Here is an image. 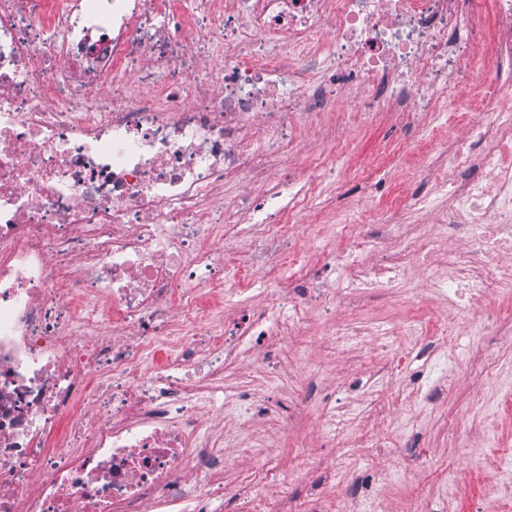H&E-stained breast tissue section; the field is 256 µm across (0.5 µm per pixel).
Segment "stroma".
<instances>
[{"label":"stroma","instance_id":"35a3bbf8","mask_svg":"<svg viewBox=\"0 0 512 512\" xmlns=\"http://www.w3.org/2000/svg\"><path fill=\"white\" fill-rule=\"evenodd\" d=\"M494 119L483 100L461 88L445 115L403 131L385 116L363 124L345 112L298 128L288 145L291 177L319 154L330 129L348 143L340 157L344 180L328 171L325 195L293 220L310 258L339 246L343 225L382 214L413 246L433 247L435 266L447 271L449 252L462 243L436 223L442 200L427 176V152L440 139L465 140L471 121ZM372 163L383 165L399 202H382L379 190L361 184L359 172ZM412 195L421 205H410ZM487 306L497 314L494 327L458 311L452 332L436 338L437 355L416 359L417 324L439 303L413 270L393 297L364 299L331 318L309 312L298 334L281 341L283 369L274 382L263 379L262 348L249 351L242 369L224 378L223 404L203 408L205 425L224 437V494L211 512H244L251 502L262 512H492L494 483L512 479V416L497 408L512 390V285ZM346 323L361 326L364 336L334 342L337 326ZM395 325L399 334L389 335ZM395 356L404 364L382 374ZM250 387L266 410L251 420L238 416L234 399ZM332 411L343 419L341 430L328 420ZM493 448L502 456L494 477L485 468ZM260 461L275 473L279 493L261 480L243 485Z\"/></svg>","mask_w":512,"mask_h":512}]
</instances>
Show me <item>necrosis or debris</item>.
<instances>
[{
  "label": "necrosis or debris",
  "instance_id": "obj_1",
  "mask_svg": "<svg viewBox=\"0 0 512 512\" xmlns=\"http://www.w3.org/2000/svg\"><path fill=\"white\" fill-rule=\"evenodd\" d=\"M202 27L225 45L220 72L200 68ZM485 50L512 71V0H0V512H207L224 454L200 411L247 341L273 378L279 337L310 309L338 312L410 267L474 309L511 283V111L429 154L450 185L437 222L464 242L444 276L389 247L385 224L344 231L322 265L338 276L321 278L289 222L322 194L333 146L271 191L286 160L245 133L284 139L293 117L343 101L410 127L484 83ZM234 181L260 191L213 198ZM251 234L262 258L241 286L273 303L228 334L224 257Z\"/></svg>",
  "mask_w": 512,
  "mask_h": 512
}]
</instances>
